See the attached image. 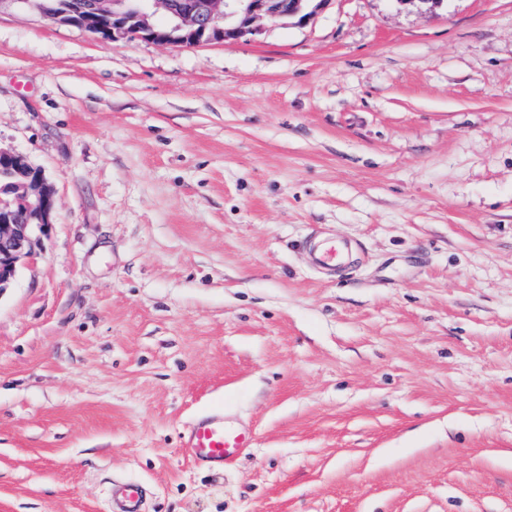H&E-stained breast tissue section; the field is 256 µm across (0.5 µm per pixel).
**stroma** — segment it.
I'll list each match as a JSON object with an SVG mask.
<instances>
[{
    "instance_id": "1",
    "label": "stroma",
    "mask_w": 512,
    "mask_h": 512,
    "mask_svg": "<svg viewBox=\"0 0 512 512\" xmlns=\"http://www.w3.org/2000/svg\"><path fill=\"white\" fill-rule=\"evenodd\" d=\"M55 188L0 295V512H512V0H332L196 47L0 8ZM312 237L350 242L331 274ZM223 410L256 444L182 446ZM254 433L224 419V412L198 416L185 434L184 447L192 458L214 470L235 464L253 448ZM144 489L136 482L112 483L110 494L111 512H143Z\"/></svg>"
}]
</instances>
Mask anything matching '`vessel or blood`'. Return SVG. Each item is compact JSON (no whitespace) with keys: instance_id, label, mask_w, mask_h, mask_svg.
<instances>
[{"instance_id":"vessel-or-blood-1","label":"vessel or blood","mask_w":512,"mask_h":512,"mask_svg":"<svg viewBox=\"0 0 512 512\" xmlns=\"http://www.w3.org/2000/svg\"><path fill=\"white\" fill-rule=\"evenodd\" d=\"M348 248L344 242L330 240L316 245L315 257L321 265L333 266L343 261ZM251 430L225 420L223 413L208 412L198 416L185 434L184 446L192 458L212 469L235 464L253 446ZM144 489L130 481L114 482L110 494L112 512H143Z\"/></svg>"}]
</instances>
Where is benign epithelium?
I'll return each mask as SVG.
<instances>
[{
  "instance_id": "7a95c632",
  "label": "benign epithelium",
  "mask_w": 512,
  "mask_h": 512,
  "mask_svg": "<svg viewBox=\"0 0 512 512\" xmlns=\"http://www.w3.org/2000/svg\"><path fill=\"white\" fill-rule=\"evenodd\" d=\"M332 0H87L67 23L114 42L135 40L185 47L232 43L255 38L260 23L275 26L288 20L306 24ZM163 12L166 24L155 16ZM112 15V29L97 23ZM10 180L15 200L24 205L19 221L10 203L0 197V296L19 268L35 255L37 235L51 225L55 189L22 152L0 148V180Z\"/></svg>"
}]
</instances>
